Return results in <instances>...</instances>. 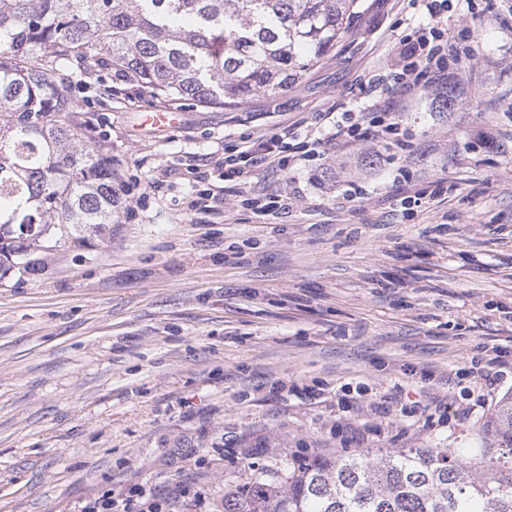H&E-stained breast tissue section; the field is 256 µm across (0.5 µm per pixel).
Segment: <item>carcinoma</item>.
Wrapping results in <instances>:
<instances>
[{"label":"carcinoma","instance_id":"obj_1","mask_svg":"<svg viewBox=\"0 0 512 512\" xmlns=\"http://www.w3.org/2000/svg\"><path fill=\"white\" fill-rule=\"evenodd\" d=\"M363 0H0V279L51 225L97 232L112 157L68 95L110 70L158 103L224 109L297 86ZM484 447L303 456L224 488L222 512H512V392Z\"/></svg>","mask_w":512,"mask_h":512}]
</instances>
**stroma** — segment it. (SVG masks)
Masks as SVG:
<instances>
[{
  "label": "stroma",
  "mask_w": 512,
  "mask_h": 512,
  "mask_svg": "<svg viewBox=\"0 0 512 512\" xmlns=\"http://www.w3.org/2000/svg\"><path fill=\"white\" fill-rule=\"evenodd\" d=\"M364 6L297 87L183 106L166 135L141 126L154 101L113 75L74 91L122 206L97 233L53 225L32 268L0 279V512H79L140 486L182 488L195 512L198 488L221 502L252 463L479 447L512 392V0H452L448 36L468 18L480 64L454 66L451 112L431 89L402 102L388 88L425 16ZM375 96L397 105L410 187L429 195L412 216L390 203L396 147L376 165L353 149L224 182L242 137L322 133ZM488 127L505 133L496 146ZM357 178L364 199L344 200ZM213 184L226 203L187 209ZM260 188L287 213L242 207Z\"/></svg>",
  "instance_id": "35a3bbf8"
}]
</instances>
